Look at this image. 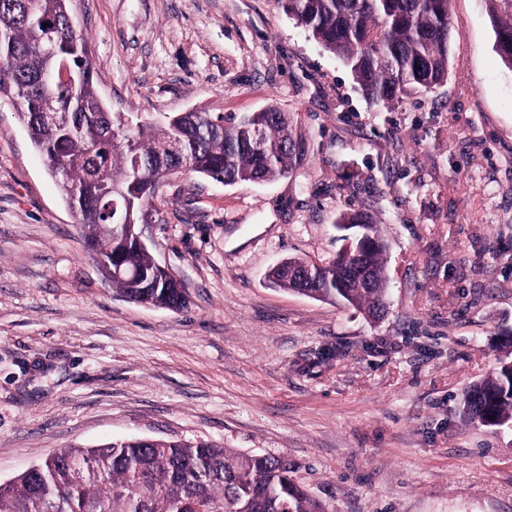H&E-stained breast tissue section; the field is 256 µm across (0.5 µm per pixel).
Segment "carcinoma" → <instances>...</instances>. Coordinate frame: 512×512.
Returning a JSON list of instances; mask_svg holds the SVG:
<instances>
[{
  "mask_svg": "<svg viewBox=\"0 0 512 512\" xmlns=\"http://www.w3.org/2000/svg\"><path fill=\"white\" fill-rule=\"evenodd\" d=\"M69 0H0V97L16 101L19 121L46 159L63 199L86 229L84 242L103 280L125 298L179 310L188 298L171 275L155 288L139 277L157 269L134 235L114 229L110 201L126 224L145 222L161 179L189 171L226 185L273 182L299 148L276 107L226 118L179 112L133 121L99 97L85 39L70 24ZM283 9L352 72L363 96L390 105L409 88L433 89L448 77L450 0H279ZM494 48L512 71V0H485ZM50 24L45 30L42 24ZM76 82L44 84L61 58ZM384 251L358 259L366 277L326 265L309 287L279 277L277 286L336 301L376 319L386 308ZM135 276H114L116 263ZM470 421L512 422V358L467 391ZM0 512H328L298 484L283 458L247 456L210 443L128 438L93 448H59L41 470L0 484Z\"/></svg>",
  "mask_w": 512,
  "mask_h": 512,
  "instance_id": "obj_1",
  "label": "carcinoma"
}]
</instances>
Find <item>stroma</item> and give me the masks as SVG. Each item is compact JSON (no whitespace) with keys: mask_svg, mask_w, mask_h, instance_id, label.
I'll return each instance as SVG.
<instances>
[{"mask_svg":"<svg viewBox=\"0 0 512 512\" xmlns=\"http://www.w3.org/2000/svg\"><path fill=\"white\" fill-rule=\"evenodd\" d=\"M69 13L110 111L273 105L304 153L268 184L164 179L146 234L186 289L172 311L104 283L0 100V482L136 436L287 458L331 512H512V427L460 406L512 332V72L483 0H452L447 81L388 108L277 0ZM345 212L388 245L376 320L268 280L285 258L334 260Z\"/></svg>","mask_w":512,"mask_h":512,"instance_id":"1","label":"stroma"}]
</instances>
